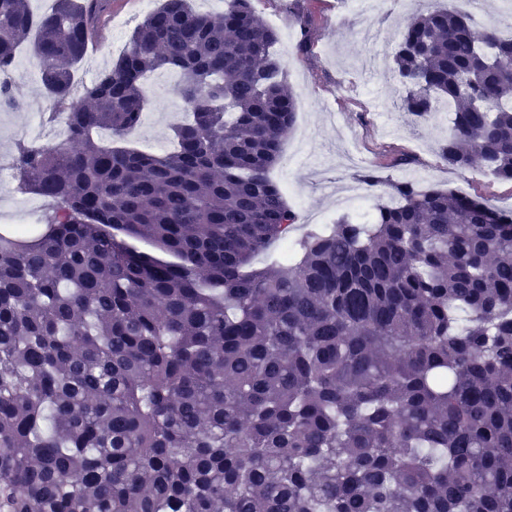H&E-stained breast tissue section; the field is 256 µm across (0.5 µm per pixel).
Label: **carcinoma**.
Returning <instances> with one entry per match:
<instances>
[{
    "instance_id": "obj_1",
    "label": "carcinoma",
    "mask_w": 512,
    "mask_h": 512,
    "mask_svg": "<svg viewBox=\"0 0 512 512\" xmlns=\"http://www.w3.org/2000/svg\"><path fill=\"white\" fill-rule=\"evenodd\" d=\"M161 0L72 93L109 0H0V75L32 42L64 142L20 141L44 227L0 235V512H512V210L388 183L270 253L297 98L252 0ZM319 0H283L304 34ZM402 108L451 109L439 158L512 181V36L444 6L393 53ZM173 69L164 155L106 146ZM153 244L169 259L142 252Z\"/></svg>"
}]
</instances>
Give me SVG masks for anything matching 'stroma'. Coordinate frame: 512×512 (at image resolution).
<instances>
[{
  "mask_svg": "<svg viewBox=\"0 0 512 512\" xmlns=\"http://www.w3.org/2000/svg\"><path fill=\"white\" fill-rule=\"evenodd\" d=\"M453 5L472 13L477 29L498 27L512 34L502 19L512 15V0H481L472 8L468 0H421L422 9ZM256 11L277 30L275 46L285 69V80L299 101L300 125L288 132L273 176L286 188V199L299 223L319 213L338 218L332 193L322 191L305 178L301 159L315 161L325 176L336 182L360 183L364 171L376 170L385 180H410L420 187L437 185L463 194L482 197L491 206L512 210V182L495 179L479 167L458 170L444 165L438 150L448 135V120L429 119L414 126L397 112L399 90L389 67L390 52L404 30L410 0H385L381 10L360 6L345 8L342 0H322L320 19L306 54H298L300 27L286 13L280 0H253ZM141 0H112L98 20L77 74L93 82L115 62L127 46L133 29L145 17ZM383 28L386 38L369 44L359 37L367 24ZM175 71L162 69L148 74V105L141 124L128 137L127 146L153 152L155 144L172 141L182 120V105L174 93ZM409 155L411 164L381 167L383 155Z\"/></svg>",
  "mask_w": 512,
  "mask_h": 512,
  "instance_id": "35a3bbf8",
  "label": "stroma"
}]
</instances>
